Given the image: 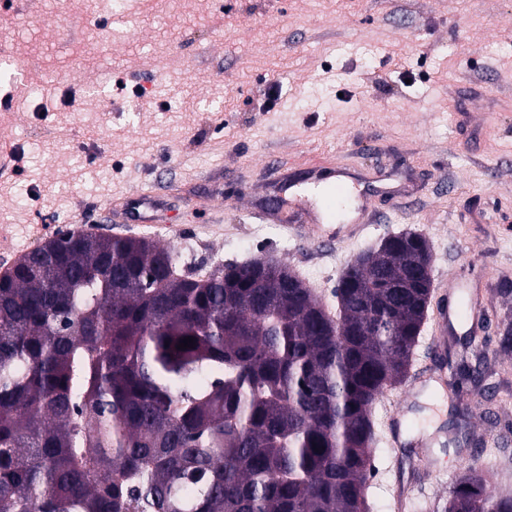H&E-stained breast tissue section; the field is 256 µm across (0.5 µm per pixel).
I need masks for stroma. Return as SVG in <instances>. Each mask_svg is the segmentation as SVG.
Here are the masks:
<instances>
[{"label": "stroma", "instance_id": "1", "mask_svg": "<svg viewBox=\"0 0 512 512\" xmlns=\"http://www.w3.org/2000/svg\"><path fill=\"white\" fill-rule=\"evenodd\" d=\"M217 2L140 0L125 17L102 5L90 24L91 0L0 5V46L27 66L0 73V141L16 147L0 225L15 253L67 229L152 236L91 212L144 191L154 201L139 213L179 228L164 239L178 273L263 257L331 310L340 274L388 236L422 234L436 278L477 259L499 283L487 376L462 378L476 356L460 325L441 361L470 412L448 401L430 415L424 393L410 410L430 431L482 441L433 448L441 472L421 476L414 449L375 443L368 503L397 512L391 489L405 484L408 512H430L475 453L487 492L512 490V397L489 421L479 406L512 383V352L499 350L512 328V0ZM314 162L352 165L373 194L360 238H291L274 217L284 176Z\"/></svg>", "mask_w": 512, "mask_h": 512}]
</instances>
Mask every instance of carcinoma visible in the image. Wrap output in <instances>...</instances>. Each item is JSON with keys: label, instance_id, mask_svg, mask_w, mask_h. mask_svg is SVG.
Here are the masks:
<instances>
[{"label": "carcinoma", "instance_id": "cac0c4a2", "mask_svg": "<svg viewBox=\"0 0 512 512\" xmlns=\"http://www.w3.org/2000/svg\"><path fill=\"white\" fill-rule=\"evenodd\" d=\"M425 247L360 254L332 318L273 260L197 279L149 237L56 233L0 282V512H369L371 410L427 320ZM480 469L444 512H512Z\"/></svg>", "mask_w": 512, "mask_h": 512}]
</instances>
